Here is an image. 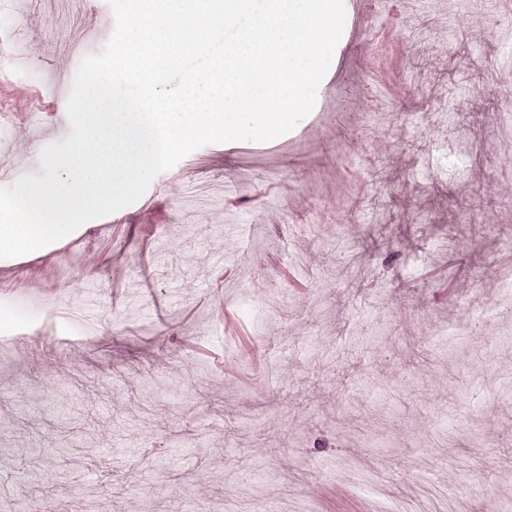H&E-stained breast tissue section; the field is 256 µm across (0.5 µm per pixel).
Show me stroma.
<instances>
[{
  "mask_svg": "<svg viewBox=\"0 0 512 512\" xmlns=\"http://www.w3.org/2000/svg\"><path fill=\"white\" fill-rule=\"evenodd\" d=\"M505 16L357 0L294 131L204 145L135 204L0 259V512H235L245 491L249 512H324L334 487L397 512L426 486L466 512L512 510V309L473 308L512 239ZM414 21L433 30L424 46ZM90 22L114 27L108 0L78 25L31 9L30 61L64 80L0 71V165L41 174L58 140L45 106L78 69L58 46ZM444 141L472 147L452 175L427 154ZM215 179L223 196L196 205L189 186ZM474 196L483 219L461 222ZM432 266L463 287L444 294ZM67 303L97 335L56 316Z\"/></svg>",
  "mask_w": 512,
  "mask_h": 512,
  "instance_id": "stroma-1",
  "label": "stroma"
}]
</instances>
